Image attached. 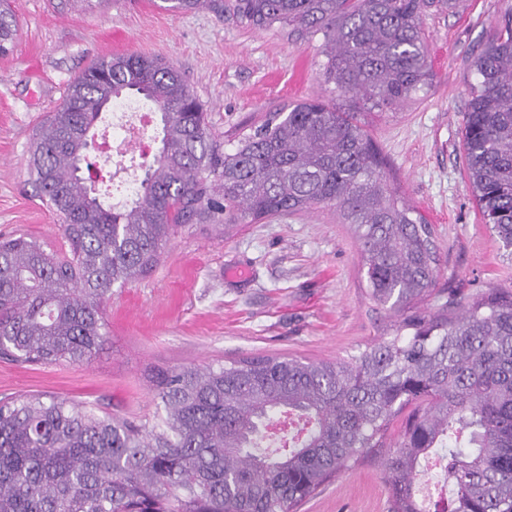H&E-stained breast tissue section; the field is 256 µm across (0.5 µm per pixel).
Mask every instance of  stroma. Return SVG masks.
<instances>
[{
  "label": "stroma",
  "mask_w": 512,
  "mask_h": 512,
  "mask_svg": "<svg viewBox=\"0 0 512 512\" xmlns=\"http://www.w3.org/2000/svg\"><path fill=\"white\" fill-rule=\"evenodd\" d=\"M19 21L13 52L0 56V235L66 243L28 168L31 139L63 100L70 80L114 54L165 58L203 102L208 131L224 151L267 113L306 99L351 109L322 68L323 33L258 29L207 8L179 14L162 0H11ZM512 0H444L423 32L435 77L395 110L370 111L365 129L387 163L398 197L433 228V288L410 308L436 312L487 284L512 290V262L476 205L462 132L467 78ZM136 98L113 101L96 141L152 161L159 122L140 133L113 124ZM107 340L87 364L26 365L0 358V400L58 395L119 419L151 422L157 370L217 365L254 355L347 359L389 339L403 311L367 293L362 252L335 208L315 207L217 232L179 228L148 274L113 287ZM300 512H389L381 459L366 458L322 486Z\"/></svg>",
  "instance_id": "obj_1"
}]
</instances>
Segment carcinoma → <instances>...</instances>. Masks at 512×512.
<instances>
[{"mask_svg":"<svg viewBox=\"0 0 512 512\" xmlns=\"http://www.w3.org/2000/svg\"><path fill=\"white\" fill-rule=\"evenodd\" d=\"M173 12L223 0H164ZM433 0H235L255 28L322 31L323 75L383 111L429 85L422 37ZM18 22L0 0V55ZM463 147L484 223L512 257V13L474 57ZM138 95L161 138L131 198L101 200L81 163L110 102ZM28 165L69 251L0 236V355L34 365L88 364L106 335L114 285L151 271L183 224L262 220L336 207L362 246L368 292L404 308L438 272L433 228L399 202L356 113L300 101L268 115L231 152L181 72L159 57L113 55L82 70L34 134ZM403 318L396 334L336 361L262 356L156 377L152 424L41 393L0 403V512H298L355 457L387 452L390 512H512V291L490 286L465 314ZM278 413L297 424L269 449ZM444 450L450 497H417L421 461Z\"/></svg>","mask_w":512,"mask_h":512,"instance_id":"1","label":"carcinoma"}]
</instances>
